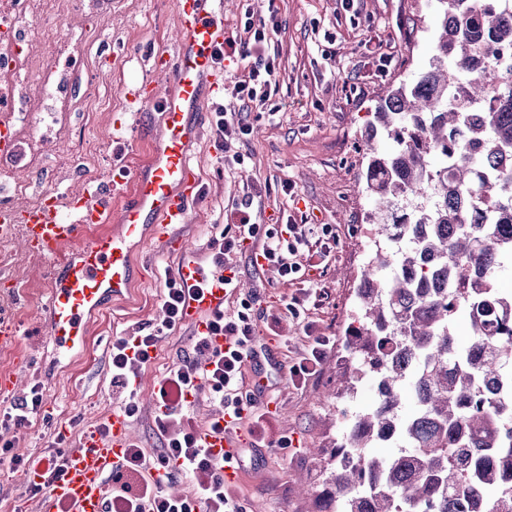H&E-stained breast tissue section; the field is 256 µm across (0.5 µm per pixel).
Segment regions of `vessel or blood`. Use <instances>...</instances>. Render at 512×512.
<instances>
[{
  "mask_svg": "<svg viewBox=\"0 0 512 512\" xmlns=\"http://www.w3.org/2000/svg\"><path fill=\"white\" fill-rule=\"evenodd\" d=\"M178 38L173 52L155 57L148 76L130 89L133 103L157 109L161 135L146 165L131 176V202L113 205L115 180L105 178L78 192H47L35 206L0 200V235L22 234L28 250L48 259L47 319L43 335L57 354L82 352L88 320L110 301L128 294L135 277L133 254L148 237L173 242L174 227L187 223L198 177L193 147L203 125L197 113L224 92V69L213 62L223 48V0H176ZM182 282L188 287L182 322L205 330L209 317L224 309L223 268L204 266L199 255L180 246ZM109 433L87 434L65 449L63 476L45 484L47 464L24 471L20 479L44 485L40 512H107L106 477L133 439L125 414L115 410ZM205 447L233 456L239 446L231 433L203 432Z\"/></svg>",
  "mask_w": 512,
  "mask_h": 512,
  "instance_id": "b4317fda",
  "label": "vessel or blood"
}]
</instances>
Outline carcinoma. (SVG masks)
<instances>
[{
  "instance_id": "carcinoma-1",
  "label": "carcinoma",
  "mask_w": 512,
  "mask_h": 512,
  "mask_svg": "<svg viewBox=\"0 0 512 512\" xmlns=\"http://www.w3.org/2000/svg\"><path fill=\"white\" fill-rule=\"evenodd\" d=\"M427 5L438 14L429 66L365 131L375 249L346 331L358 363L327 394L346 398L370 376L380 396L317 453L314 512H512V292L496 288L512 262V239L499 238L512 230V66L499 63L512 56V0ZM378 442L405 449L368 457Z\"/></svg>"
}]
</instances>
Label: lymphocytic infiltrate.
Here are the masks:
<instances>
[{
  "label": "lymphocytic infiltrate",
  "mask_w": 512,
  "mask_h": 512,
  "mask_svg": "<svg viewBox=\"0 0 512 512\" xmlns=\"http://www.w3.org/2000/svg\"><path fill=\"white\" fill-rule=\"evenodd\" d=\"M280 27L276 0H267L258 12L246 7L242 32L227 37L223 50L215 56L220 63L244 62L249 67L247 76L234 81L231 87L232 96L241 103L240 112H226L220 104L212 112L214 147L224 153L225 167L242 161L240 154H229L228 149L231 142L243 141L251 134L249 112L267 109L277 92V62L271 48ZM249 242L255 245L253 258L262 259L278 282L299 285V292L282 302L283 312L299 316L313 296L312 289L304 285L303 262L315 256H330L336 247L332 225L260 224L250 203L244 202L226 215L224 228L211 233L206 243V261L212 267L224 265L228 255L243 251ZM184 297L179 269H166L160 326L113 337L110 343L111 384L123 395L120 408L128 420L142 416L143 409L134 399L137 374L150 363L160 336L180 326ZM217 336L228 342L220 353L211 349ZM334 345L332 337H312L308 352L289 368L294 385L303 386L316 379ZM261 350L258 326L246 309L229 315L218 313L208 319L205 331L194 335L192 352L178 357L157 384L154 424L161 437L160 447L148 455L139 444H131L113 466L107 478L110 512H242L239 502L227 492L219 476L218 458L204 447L188 409L201 393H209L220 411L209 424L213 432L224 431L221 418L227 415L234 427L246 428L250 447H287V438L276 437L270 427L269 409L242 406L245 370ZM44 404L41 385H32L25 395L0 409V426H30L43 412ZM168 468L186 480L188 494L176 496L163 490V480L157 472Z\"/></svg>",
  "instance_id": "f902f5d3"
}]
</instances>
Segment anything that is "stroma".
<instances>
[{
    "mask_svg": "<svg viewBox=\"0 0 512 512\" xmlns=\"http://www.w3.org/2000/svg\"><path fill=\"white\" fill-rule=\"evenodd\" d=\"M281 28L275 38L278 52L276 114L251 113L252 133L233 149L244 161L227 171L217 160L211 127H204L194 146V162L203 195L197 196L188 223L177 226L183 240L205 251L213 225L244 200L259 223L273 224L291 217L299 224H330L336 230V248L329 261L306 273L323 292L320 305L300 318L283 317L275 333L264 330L265 311L279 309L281 299L295 293L292 285L273 281L269 272L254 267L248 254L236 253L241 288L225 302V310L249 301L263 333L261 342L275 366L268 370L265 398L276 405L273 425L277 435L290 438L288 448H249L247 431L237 437L246 448L237 468L240 479L230 494L245 512H310L312 503L301 489L315 474L314 449L328 448L342 438L349 414L378 400L377 384L365 378L356 396L344 408L325 398L336 383L338 365L349 362L345 333L355 311V290L374 244L366 234L373 204L361 177L366 159L362 133L388 88L413 82L425 70L431 55L436 16L424 0H354L343 10L340 0H277ZM59 27L61 34L87 36L86 70L77 71L88 85L89 99L69 112L26 115L20 150L0 158V186L24 185L15 195L18 205L40 200L44 191H76L81 181L102 171L144 165L159 135V116L153 111L133 115L126 94L146 73L150 53L174 48V0H79L61 17L31 11L27 28L40 31ZM393 54L389 72L376 68L380 53ZM121 128L125 137L108 141V129ZM291 182L297 198L282 190ZM10 260L0 266V281L13 279L20 300L15 322L22 339L16 346H0V371L18 373L21 386L40 381L47 398L48 419L6 432L14 454L36 458L51 446L56 429L71 426L70 445L93 428L119 402L109 384L107 339L138 327L152 328L162 318L160 309L164 269L176 266V253L162 251L148 241L134 254L138 270L128 297L96 315L89 326L86 351L58 356L31 338L43 323V298L48 288L45 260L32 255L21 237L9 247ZM332 336L320 376L296 388L288 374L293 359L308 345L309 335ZM193 331L181 326L161 336L155 357L142 375L138 400L153 405L156 381L178 355L191 352ZM33 354L38 363L24 370L20 362Z\"/></svg>",
    "mask_w": 512,
    "mask_h": 512,
    "instance_id": "obj_1",
    "label": "stroma"
}]
</instances>
